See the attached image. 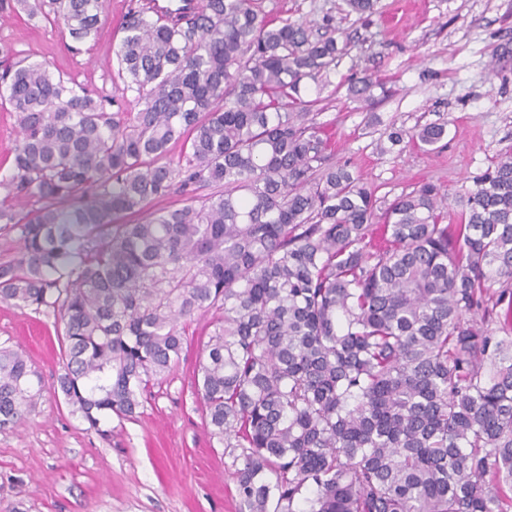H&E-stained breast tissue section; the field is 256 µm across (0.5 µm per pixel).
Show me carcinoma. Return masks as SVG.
I'll return each instance as SVG.
<instances>
[{"instance_id": "carcinoma-1", "label": "carcinoma", "mask_w": 512, "mask_h": 512, "mask_svg": "<svg viewBox=\"0 0 512 512\" xmlns=\"http://www.w3.org/2000/svg\"><path fill=\"white\" fill-rule=\"evenodd\" d=\"M51 4L73 42L96 37L102 0ZM123 30L136 112L47 62L0 74L20 133L0 303L57 313L70 415L101 436L135 419L182 358L180 321L214 309L196 398L238 512H512V152L454 208L431 182L380 200L307 118L349 40L258 0L142 3ZM347 91L391 93L368 76ZM45 390L0 348V429Z\"/></svg>"}]
</instances>
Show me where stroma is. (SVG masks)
<instances>
[{"instance_id":"obj_1","label":"stroma","mask_w":512,"mask_h":512,"mask_svg":"<svg viewBox=\"0 0 512 512\" xmlns=\"http://www.w3.org/2000/svg\"><path fill=\"white\" fill-rule=\"evenodd\" d=\"M136 0H104L95 39L72 49L63 23L0 0V46L47 61L93 95L137 111L118 78L122 21ZM274 17L329 22L351 51L308 119L325 127L334 161L347 164L376 196L393 199L430 181L449 194L471 187L496 156L512 151V0H378L369 20L346 15L342 0H262ZM372 75L391 86L373 105L351 98L348 80ZM427 123L447 134L429 149L385 132ZM208 311L184 322L185 353L151 385L134 421L110 419L103 440L46 391L26 423L0 430V512H237L224 449L212 443L195 401V360ZM52 311L0 303V346L22 350L45 383L61 371Z\"/></svg>"}]
</instances>
